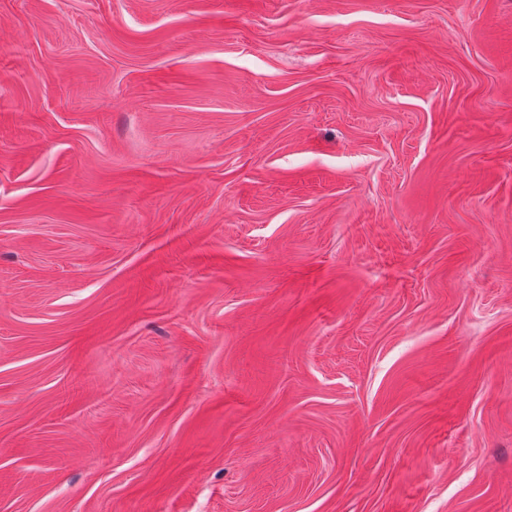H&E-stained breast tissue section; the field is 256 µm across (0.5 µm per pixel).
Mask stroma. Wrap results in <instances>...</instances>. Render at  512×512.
<instances>
[{"instance_id":"1","label":"stroma","mask_w":512,"mask_h":512,"mask_svg":"<svg viewBox=\"0 0 512 512\" xmlns=\"http://www.w3.org/2000/svg\"><path fill=\"white\" fill-rule=\"evenodd\" d=\"M0 512H512V0H0Z\"/></svg>"}]
</instances>
